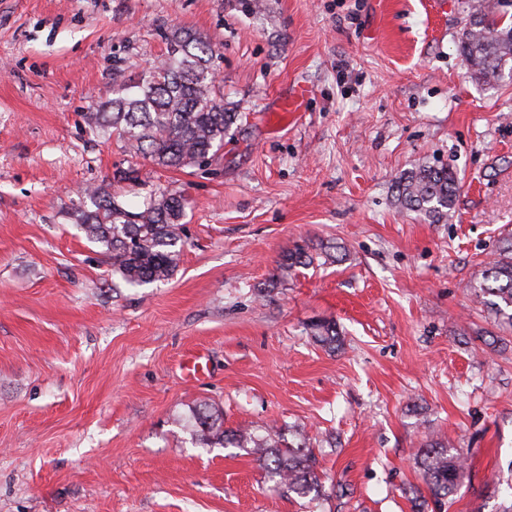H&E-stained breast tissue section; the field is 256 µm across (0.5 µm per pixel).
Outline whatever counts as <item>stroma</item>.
<instances>
[{
  "label": "stroma",
  "instance_id": "35a3bbf8",
  "mask_svg": "<svg viewBox=\"0 0 512 512\" xmlns=\"http://www.w3.org/2000/svg\"><path fill=\"white\" fill-rule=\"evenodd\" d=\"M464 0H0V512H412L427 434L467 464L448 512H496L512 465V330L468 292L512 231V78L471 77ZM192 29L239 117L208 169L134 158L83 115ZM306 85L304 109L270 115ZM447 165L443 224L394 181ZM136 211L184 196L179 266L131 287L72 219L80 188ZM347 258L279 279L295 245ZM336 323L340 344L312 337ZM199 353L207 372L188 376ZM228 429L304 428L327 500L284 493ZM312 329V336L318 344L328 349H336V343L339 342V332L335 322L323 320L313 324Z\"/></svg>",
  "mask_w": 512,
  "mask_h": 512
}]
</instances>
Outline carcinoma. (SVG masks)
Listing matches in <instances>:
<instances>
[{
    "instance_id": "obj_1",
    "label": "carcinoma",
    "mask_w": 512,
    "mask_h": 512,
    "mask_svg": "<svg viewBox=\"0 0 512 512\" xmlns=\"http://www.w3.org/2000/svg\"><path fill=\"white\" fill-rule=\"evenodd\" d=\"M512 0H491L473 7L459 41L461 55L478 79L512 74ZM167 51L146 73L133 80L117 68L112 73V98L85 114L99 133L116 137L134 157L166 168L203 167L213 161V149L238 114L224 108V92L216 85L214 63L218 48L206 38L176 27L166 35ZM401 206L424 214L432 224L448 217L458 192L454 173L444 166L424 165L395 179ZM73 217L88 236L105 248L112 274L132 287L173 276L181 256L187 201L180 195L151 196L143 209H125L107 186L85 188ZM341 260L342 247L320 243L297 246L283 255L279 277L314 264L317 257ZM471 293L498 322L512 328V235L496 241ZM313 338L336 348V323L313 324ZM192 441L203 448H239L251 455L275 484L310 501L324 496L309 438L298 431L285 439L275 426L224 429L223 414L204 403L183 417ZM425 490L411 489L413 512H446L464 475V454L430 439L416 452Z\"/></svg>"
}]
</instances>
